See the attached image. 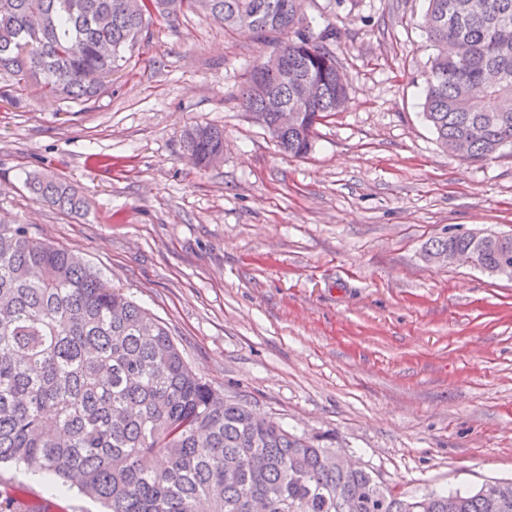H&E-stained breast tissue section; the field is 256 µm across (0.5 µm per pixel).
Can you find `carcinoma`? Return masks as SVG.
I'll return each mask as SVG.
<instances>
[{
  "label": "carcinoma",
  "mask_w": 512,
  "mask_h": 512,
  "mask_svg": "<svg viewBox=\"0 0 512 512\" xmlns=\"http://www.w3.org/2000/svg\"><path fill=\"white\" fill-rule=\"evenodd\" d=\"M304 0H0V81H34L42 97L88 104L105 89L154 15L186 10L273 44L288 79L267 73L297 113L280 130L255 70L239 100L281 151L303 157L316 127L347 102L346 78L322 38L300 30ZM436 47L423 116L448 153L471 163L512 149V0H427ZM315 82L318 100L299 97ZM189 159L224 156V129L185 134ZM39 198L78 214L67 182L31 172ZM494 271L507 247L438 238ZM14 463L77 488L103 512H512V480L474 490L402 496L373 472L336 464V449L253 417L202 379L167 325L79 254L0 225V465Z\"/></svg>",
  "instance_id": "obj_1"
}]
</instances>
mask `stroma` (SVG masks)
<instances>
[{
  "mask_svg": "<svg viewBox=\"0 0 512 512\" xmlns=\"http://www.w3.org/2000/svg\"><path fill=\"white\" fill-rule=\"evenodd\" d=\"M425 0H305L348 83L306 157L236 97L270 46L195 13L153 18L97 101L0 92V224L81 254L170 328L194 370L396 491L512 478V279L438 265L430 242L512 234V155L467 163L422 115ZM224 130L195 167L186 129ZM56 174L61 212L24 185ZM98 512L77 489L0 469V502ZM25 183L32 193L63 212L79 214L83 210V198L53 174L31 172L26 175Z\"/></svg>",
  "mask_w": 512,
  "mask_h": 512,
  "instance_id": "35a3bbf8",
  "label": "stroma"
}]
</instances>
